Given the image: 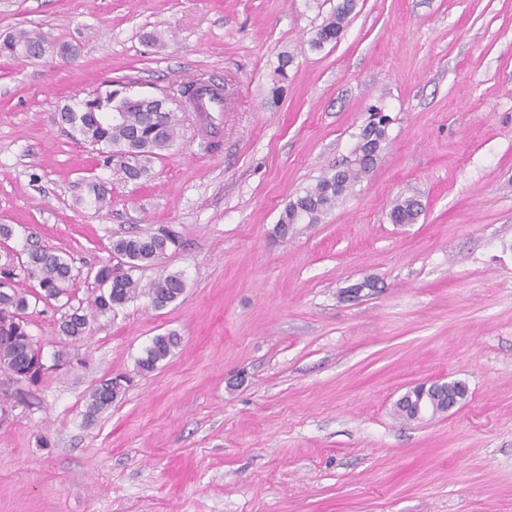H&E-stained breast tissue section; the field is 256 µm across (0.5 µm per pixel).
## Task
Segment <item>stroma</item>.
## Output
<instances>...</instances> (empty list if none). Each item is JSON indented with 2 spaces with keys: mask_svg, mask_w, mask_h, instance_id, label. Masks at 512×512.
Segmentation results:
<instances>
[{
  "mask_svg": "<svg viewBox=\"0 0 512 512\" xmlns=\"http://www.w3.org/2000/svg\"><path fill=\"white\" fill-rule=\"evenodd\" d=\"M338 0H0V37L38 29L59 57H0V248L66 253L68 306L21 280L29 333L70 363L0 422V512H512V0H357L341 39L309 41ZM291 56L287 80L277 69ZM229 97L206 136L194 112L148 177L128 180L53 120L73 95H158L194 76ZM393 122L374 169L314 224L276 225L349 158L369 105ZM104 181L110 201H84ZM421 204L415 223L394 201ZM179 237L138 297L85 339L113 239ZM359 295H351L354 285ZM181 344L155 371V336ZM125 392L87 420L90 392ZM468 394L404 421L428 381ZM421 211L420 203L413 197L397 200L390 212V219L395 224H412ZM180 340V336L174 332L155 336L144 355L137 360L136 365L139 371L143 373L155 371L161 362L174 354ZM422 392V387H416L407 391L405 402H396L394 407L395 415H397V417H399L400 419L409 421L414 420V417L417 420L429 417V408L427 407L426 404H421L422 399L419 401L414 414L415 405L418 402Z\"/></svg>",
  "mask_w": 512,
  "mask_h": 512,
  "instance_id": "35a3bbf8",
  "label": "stroma"
}]
</instances>
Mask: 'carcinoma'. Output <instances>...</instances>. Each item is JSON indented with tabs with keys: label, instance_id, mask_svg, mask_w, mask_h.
<instances>
[{
	"label": "carcinoma",
	"instance_id": "1",
	"mask_svg": "<svg viewBox=\"0 0 512 512\" xmlns=\"http://www.w3.org/2000/svg\"><path fill=\"white\" fill-rule=\"evenodd\" d=\"M356 8V0H339L333 16L322 23L311 39V46L320 49L339 40L349 16ZM9 45L23 50L37 45H49L51 40L37 30L21 29L5 36ZM106 108L102 112H84L72 105L66 112L56 113V123L71 130L81 140L99 147L103 165L117 164L129 175L141 178L149 174L151 165L162 152L169 149L178 135L180 118L176 112L158 111L155 102L142 97H122L105 94ZM369 121L360 129L351 157L336 167L329 176L322 177L314 188L291 200L278 221L281 233L290 224H314L321 215L333 209L347 192L377 164L388 139L390 118L380 109H369ZM421 211L413 197L397 200L390 212L394 224H412ZM176 236L160 229L154 233L119 236L112 240L111 252L117 264L108 261L96 272V294L87 308L75 310L59 325L62 335L73 341L82 340L90 331L92 322L116 307L146 295L151 304L160 309L175 302L185 291L186 283L179 272H163L158 278L143 285L132 276V271L160 262ZM24 272L39 282L46 299L57 300L68 295L73 283L71 258L45 247L27 251ZM17 264L13 252L0 253V279L7 287H0V372L10 381L40 382V348L27 330L20 314L28 307L26 294L17 288ZM180 336L174 332L153 338L144 355L137 360L143 373L155 371L159 364L174 354ZM124 390L120 377H111L97 385L89 396L87 416L93 418L112 407ZM464 396V383L450 381L448 385H433L427 389L413 388L405 400L396 402L394 412L403 420H413L419 398L430 405L433 412L448 411V400Z\"/></svg>",
	"mask_w": 512,
	"mask_h": 512
}]
</instances>
